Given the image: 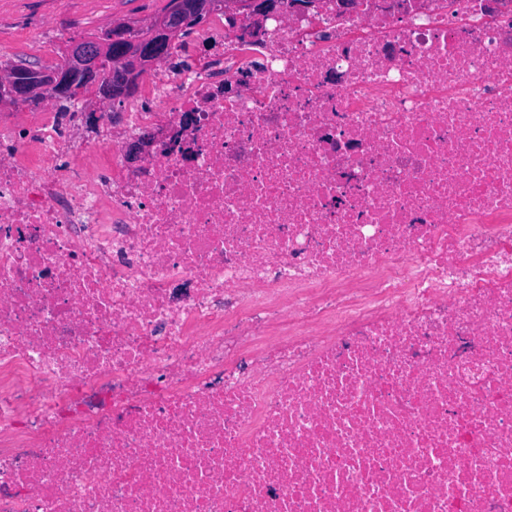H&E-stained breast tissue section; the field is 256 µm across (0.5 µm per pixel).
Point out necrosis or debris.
Instances as JSON below:
<instances>
[{"mask_svg": "<svg viewBox=\"0 0 512 512\" xmlns=\"http://www.w3.org/2000/svg\"><path fill=\"white\" fill-rule=\"evenodd\" d=\"M176 57L0 113V512H512V0Z\"/></svg>", "mask_w": 512, "mask_h": 512, "instance_id": "4bbe7bcc", "label": "necrosis or debris"}]
</instances>
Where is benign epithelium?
<instances>
[{
	"instance_id": "benign-epithelium-1",
	"label": "benign epithelium",
	"mask_w": 512,
	"mask_h": 512,
	"mask_svg": "<svg viewBox=\"0 0 512 512\" xmlns=\"http://www.w3.org/2000/svg\"><path fill=\"white\" fill-rule=\"evenodd\" d=\"M206 3L194 0L190 4L176 0L165 22L150 21L139 27L142 37L132 40L127 34V25L113 24L101 39H84L73 42L66 51V62L54 74L48 76L35 66H27L0 74V103L10 105L43 102L47 86L56 88V95L63 96L79 81L95 87L105 100L122 97L132 91L143 76L140 64L147 60L157 64L165 60L173 36L194 18L198 17ZM111 55L118 80L112 82L102 77L100 60ZM154 133L148 131L128 146V157L132 161L141 158L150 147Z\"/></svg>"
}]
</instances>
